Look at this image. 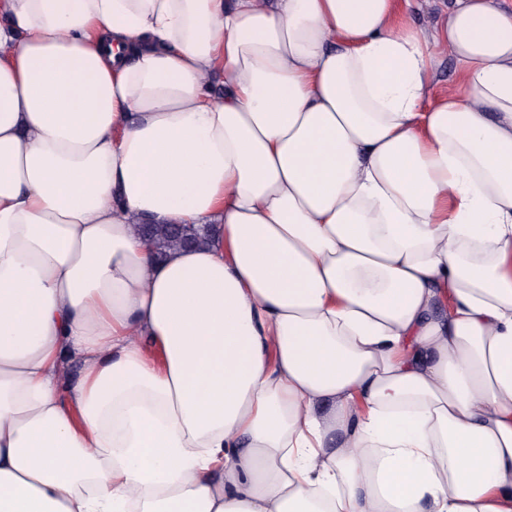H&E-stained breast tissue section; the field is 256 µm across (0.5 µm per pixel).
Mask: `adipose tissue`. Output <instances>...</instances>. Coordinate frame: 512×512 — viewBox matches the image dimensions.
Returning <instances> with one entry per match:
<instances>
[{"label": "adipose tissue", "instance_id": "1", "mask_svg": "<svg viewBox=\"0 0 512 512\" xmlns=\"http://www.w3.org/2000/svg\"><path fill=\"white\" fill-rule=\"evenodd\" d=\"M396 3L0 0V512H512V6ZM410 2V7L400 15L401 21L412 27L428 28L434 22L437 13L451 8L453 0H433L430 2L434 5L431 6L424 4L423 0ZM459 73L454 60L448 53H438L433 76V93H440L448 90V87L457 85ZM181 230L176 231L173 224H136L139 235L145 234L151 238L152 247L157 259H164L170 250L184 248L183 243L193 240L192 248L209 242L215 229L207 225L193 226L182 224Z\"/></svg>", "mask_w": 512, "mask_h": 512}]
</instances>
